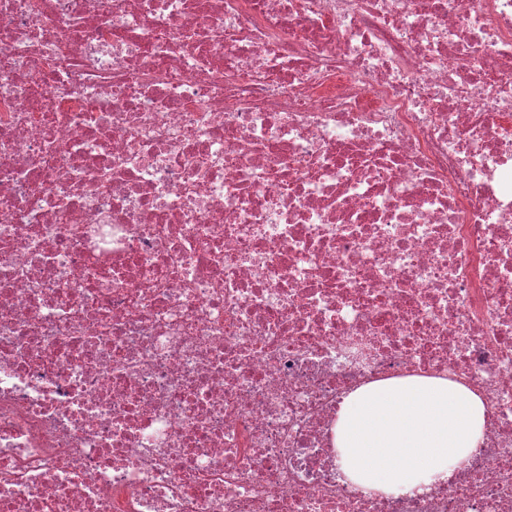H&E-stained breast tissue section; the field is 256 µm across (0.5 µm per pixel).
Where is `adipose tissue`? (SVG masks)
Wrapping results in <instances>:
<instances>
[{
	"instance_id": "adipose-tissue-1",
	"label": "adipose tissue",
	"mask_w": 512,
	"mask_h": 512,
	"mask_svg": "<svg viewBox=\"0 0 512 512\" xmlns=\"http://www.w3.org/2000/svg\"><path fill=\"white\" fill-rule=\"evenodd\" d=\"M482 400L443 378L379 381L349 393L334 444L344 474L384 493H410L447 480L478 447Z\"/></svg>"
}]
</instances>
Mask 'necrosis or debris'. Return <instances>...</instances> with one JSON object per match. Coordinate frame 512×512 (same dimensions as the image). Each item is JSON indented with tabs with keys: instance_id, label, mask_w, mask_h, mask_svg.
<instances>
[{
	"instance_id": "obj_1",
	"label": "necrosis or debris",
	"mask_w": 512,
	"mask_h": 512,
	"mask_svg": "<svg viewBox=\"0 0 512 512\" xmlns=\"http://www.w3.org/2000/svg\"><path fill=\"white\" fill-rule=\"evenodd\" d=\"M409 376L482 441L367 490ZM0 512H512V0H0ZM482 400L433 377L379 381L349 393L336 418L334 444L344 474L384 493H411L445 481L478 448Z\"/></svg>"
}]
</instances>
